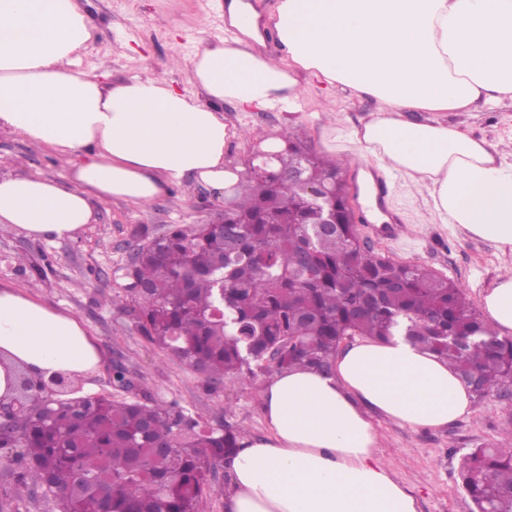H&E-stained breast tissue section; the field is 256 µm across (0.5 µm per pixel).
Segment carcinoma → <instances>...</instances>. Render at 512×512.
Returning a JSON list of instances; mask_svg holds the SVG:
<instances>
[{
  "label": "carcinoma",
  "instance_id": "cac0c4a2",
  "mask_svg": "<svg viewBox=\"0 0 512 512\" xmlns=\"http://www.w3.org/2000/svg\"><path fill=\"white\" fill-rule=\"evenodd\" d=\"M296 165L324 184L347 167L290 142L276 166ZM232 192L222 224L140 232L121 308L164 356L209 382L248 385L293 366L330 374L343 340L402 330L459 376L476 373L477 401L512 386V338L457 283L373 252L343 214L346 185L336 224L312 223L299 185L263 178L249 162ZM244 436L228 422L203 427L173 404L53 403L42 386L26 391L18 419L0 422V448L17 449L14 483L48 491L58 512H198ZM460 479L477 512H512V448L472 449Z\"/></svg>",
  "mask_w": 512,
  "mask_h": 512
}]
</instances>
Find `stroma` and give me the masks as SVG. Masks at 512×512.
I'll return each mask as SVG.
<instances>
[{
	"instance_id": "stroma-1",
	"label": "stroma",
	"mask_w": 512,
	"mask_h": 512,
	"mask_svg": "<svg viewBox=\"0 0 512 512\" xmlns=\"http://www.w3.org/2000/svg\"><path fill=\"white\" fill-rule=\"evenodd\" d=\"M231 0H81L95 27V38L77 60L76 69L96 75L107 71L116 81L162 77L188 95L199 94L191 62L199 50L219 43V28ZM301 112L275 108L243 109L228 102L224 119L241 131L226 155L231 164L246 162L256 142L282 135L326 155L324 126L359 125L375 109L372 98L336 88L325 93L314 79L300 77ZM460 130L499 143L512 134V101L490 108L476 104L445 114ZM34 173L67 184L63 162L46 147L0 130V175ZM388 204L402 218L398 240L380 237L373 226L361 235L375 252L399 262L426 265L461 285L473 309L494 278L512 266V256L441 224L424 222V197L390 176ZM224 193L203 184L172 188L154 202L139 206L117 199H92L95 223L71 238H34L0 224V286L33 296L74 316L97 346L100 365L79 381L80 396L124 398L113 378V363L128 373L156 402L178 403L202 425L231 422L250 436L267 433L263 412L265 379L245 386L227 380L217 386L189 367L167 359L127 321L121 311L124 272L140 240L136 227L159 232L171 224H203L224 208ZM381 435L385 462L411 489L419 512H473L474 505L458 486L461 455L477 445L512 448V404L492 398L473 403L469 412L446 426L409 429L372 413Z\"/></svg>"
}]
</instances>
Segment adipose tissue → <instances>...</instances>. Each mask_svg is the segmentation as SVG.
Segmentation results:
<instances>
[{
    "mask_svg": "<svg viewBox=\"0 0 512 512\" xmlns=\"http://www.w3.org/2000/svg\"><path fill=\"white\" fill-rule=\"evenodd\" d=\"M239 37L198 51L207 103L162 78L106 83L73 67L93 38L79 0H0V129L66 157L69 186L38 174L0 178V224L70 238L94 223L91 197L153 202L186 181L235 184L222 105L301 108L298 74L348 87L378 107L358 127L324 131L405 184L422 186L440 223L512 253V163L496 145L443 122L474 103L512 99V0H279L271 20L286 54L253 53V11L232 0ZM428 112L411 122L404 112ZM512 334V271L482 297ZM100 362L71 315L0 288V397L18 371L76 377ZM265 438H246L226 469L224 512H417L379 456L370 412L410 428L467 413L471 394L447 363L397 336L363 340L333 375L293 367L264 390Z\"/></svg>",
    "mask_w": 512,
    "mask_h": 512,
    "instance_id": "obj_1",
    "label": "adipose tissue"
}]
</instances>
